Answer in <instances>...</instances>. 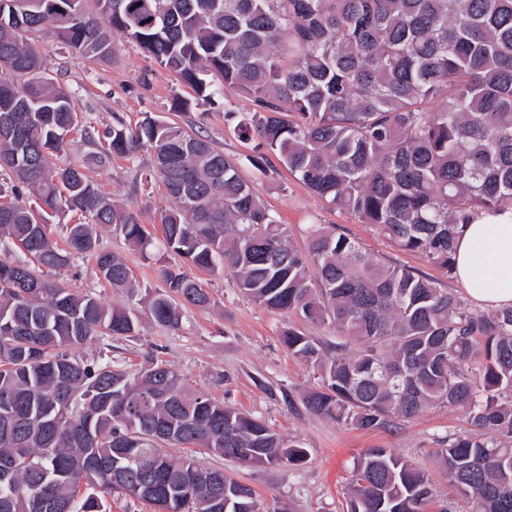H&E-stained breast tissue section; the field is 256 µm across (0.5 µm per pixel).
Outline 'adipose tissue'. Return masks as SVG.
I'll return each instance as SVG.
<instances>
[{"label":"adipose tissue","instance_id":"ef3b65f1","mask_svg":"<svg viewBox=\"0 0 512 512\" xmlns=\"http://www.w3.org/2000/svg\"><path fill=\"white\" fill-rule=\"evenodd\" d=\"M455 277L487 310L512 307V210L473 217L455 243Z\"/></svg>","mask_w":512,"mask_h":512}]
</instances>
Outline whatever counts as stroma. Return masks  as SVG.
Returning a JSON list of instances; mask_svg holds the SVG:
<instances>
[{
    "label": "stroma",
    "instance_id": "stroma-1",
    "mask_svg": "<svg viewBox=\"0 0 512 512\" xmlns=\"http://www.w3.org/2000/svg\"><path fill=\"white\" fill-rule=\"evenodd\" d=\"M114 42L112 60L96 63L73 54L52 36L35 40L46 68L69 91L85 125L98 130L116 123L132 127L147 116L186 125L189 132L206 137L237 163L241 177L257 197L287 224L294 245L304 246L309 225H333L386 265L417 270L463 295L456 279L422 255L396 247L372 225L329 207L285 168H254L249 158L255 151V140L240 137L235 120L224 113L228 105L239 113L251 111L249 99L227 87L211 101L197 100L189 87L135 45L119 35ZM177 97L190 100L188 114L173 111ZM151 161V153L144 150L132 159L113 157L105 168L88 165L86 172L117 204L137 212L147 230L158 237L162 234L160 212L170 201L162 184L144 190L137 182L139 169ZM98 246L125 258L137 294L102 281L88 256L76 257L70 267L51 273V280L93 295L106 305L138 309L142 306L139 291L162 289V272L174 262L172 256L158 250L141 256L107 228L100 230ZM200 279L213 303L207 308L187 307L179 329L160 326L145 316L135 336L115 340L104 336L75 348V355L91 359L107 352L132 370L152 360L166 363L192 388L263 419L285 438L299 441L307 458L297 467L243 468L218 456L203 457L205 467L224 470L251 486L261 512H346L354 460L362 450L377 447L392 449L427 469L448 512H475L476 502L459 496L449 486L433 455L439 441L468 431L466 407L449 404L397 428L372 431L312 415L302 407L300 398L318 386V373L288 353L280 341V331L286 325L298 324L308 335L327 342L332 341V333L300 323L296 316L268 311L247 298L231 275L204 273Z\"/></svg>",
    "mask_w": 512,
    "mask_h": 512
}]
</instances>
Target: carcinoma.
<instances>
[{
  "label": "carcinoma",
  "mask_w": 512,
  "mask_h": 512,
  "mask_svg": "<svg viewBox=\"0 0 512 512\" xmlns=\"http://www.w3.org/2000/svg\"><path fill=\"white\" fill-rule=\"evenodd\" d=\"M0 0V169L16 180L0 203V244L37 267L0 260V512H105L92 490L155 512H253L254 490L204 467L195 448L243 467L297 466L299 443L265 421L188 388L159 362L133 372L106 355L70 352L135 335L138 312L63 288L44 271L94 258L98 274L135 291L122 257L98 249L120 233L239 290L280 315L333 331L327 344L288 326L281 341L310 363L308 412L356 429H392L461 404L472 429L434 455L478 512H512V307L477 313L435 280L385 266L334 228L312 224L305 247L254 194L234 162L177 123L145 117L86 129L100 167L147 149L139 185L162 180L172 202L162 239L105 196L77 163H56L78 127L69 92L46 72L34 37L49 33L107 61L120 33L202 100L226 85L250 99L241 136L253 163H274L330 206L375 226L453 274L461 226L512 209V0ZM68 247L49 235L60 213ZM146 297L177 328L185 306L208 308L202 282L174 264ZM431 474L388 448L354 462L347 512H434ZM439 510V509H437ZM439 512H447L445 509Z\"/></svg>",
  "instance_id": "1"
}]
</instances>
